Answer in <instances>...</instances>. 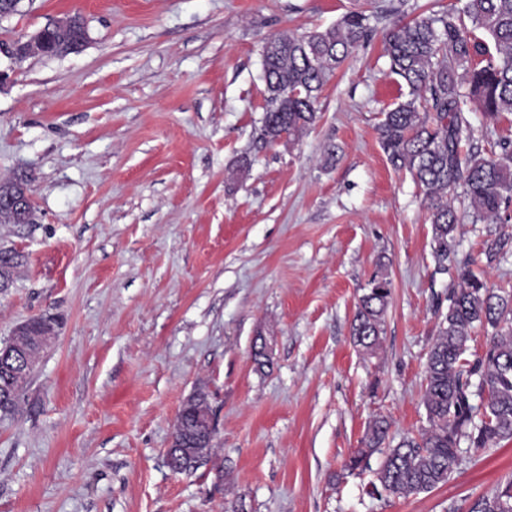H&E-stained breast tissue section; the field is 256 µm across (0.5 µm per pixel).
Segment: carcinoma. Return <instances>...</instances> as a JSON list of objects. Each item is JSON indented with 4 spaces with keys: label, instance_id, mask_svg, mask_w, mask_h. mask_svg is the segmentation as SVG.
<instances>
[{
    "label": "carcinoma",
    "instance_id": "carcinoma-1",
    "mask_svg": "<svg viewBox=\"0 0 512 512\" xmlns=\"http://www.w3.org/2000/svg\"><path fill=\"white\" fill-rule=\"evenodd\" d=\"M386 9L353 10L336 24L307 35L282 34L263 51L267 110L261 139H296L317 119L315 102L353 48L367 41ZM81 26L50 31L49 55L65 53ZM390 73L409 88V98L383 113L380 143L391 165L408 172L422 189L434 242L435 272H448V250L460 223V200L472 223H495L512 204V141L483 156L469 146V103L497 120L512 115V0H460L447 9L424 10L397 19L385 34ZM426 111L419 112V106ZM487 263L512 254V234L484 242ZM25 256L0 258V288L13 286ZM472 260L454 264L444 293L448 311L439 315L430 346L422 403L427 427L417 437L386 444L389 424L377 418L364 447L346 467H364L375 452L384 456L369 494L408 497L448 481L462 448H490L512 441V291L495 289L477 276ZM391 280L378 265L360 297L352 321L354 343L372 353L380 344ZM487 334L486 348L466 358L475 328ZM0 351V411L14 412L24 377ZM213 413L210 394L197 389L179 410L178 430L166 463L181 473L195 470L213 450L216 433L201 427L199 415ZM471 512H512V480L479 499Z\"/></svg>",
    "mask_w": 512,
    "mask_h": 512
}]
</instances>
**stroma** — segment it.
I'll return each mask as SVG.
<instances>
[{"label": "stroma", "instance_id": "35a3bbf8", "mask_svg": "<svg viewBox=\"0 0 512 512\" xmlns=\"http://www.w3.org/2000/svg\"><path fill=\"white\" fill-rule=\"evenodd\" d=\"M432 2L22 0L0 19V180L27 174L35 209L34 223L0 224V243L26 256L0 292V341L33 317L60 322L0 415V512H469L512 478V441L468 450L446 484L410 497L367 495L381 455L343 469L373 419L393 441L425 426L450 282L434 271L423 194L376 130L408 98L383 55L388 20L324 86L302 137H260L269 40ZM72 13L82 49L4 53ZM504 232L512 207L463 221L455 251L512 289V256L482 252ZM380 263L392 295L366 354L351 323ZM200 387L216 447L175 473L166 450Z\"/></svg>", "mask_w": 512, "mask_h": 512}]
</instances>
